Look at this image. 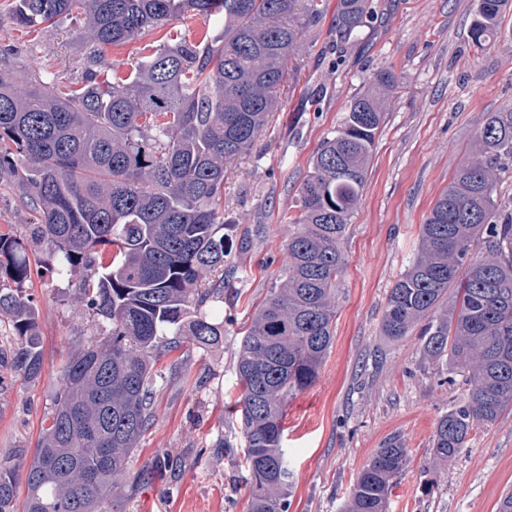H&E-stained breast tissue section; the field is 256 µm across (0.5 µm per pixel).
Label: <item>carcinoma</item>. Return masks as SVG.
I'll return each mask as SVG.
<instances>
[{
	"label": "carcinoma",
	"instance_id": "1",
	"mask_svg": "<svg viewBox=\"0 0 512 512\" xmlns=\"http://www.w3.org/2000/svg\"><path fill=\"white\" fill-rule=\"evenodd\" d=\"M509 0H480L473 45L494 40ZM320 0H14L25 26L83 21L90 46L84 83L65 97L43 81L22 85L0 53V178L38 212L30 237L42 266L79 277V300L106 320L101 341L79 348L26 471L25 512H101L123 488L127 465L154 420L158 357L190 340H224L202 307L224 298L239 267L235 222L224 220L228 164L252 146L280 104L288 61L304 49ZM184 15L219 18L223 33L198 44L164 43L121 79L100 77L105 49ZM372 0H339L336 35L357 41ZM376 73L345 122L320 143L299 188L286 261L240 342V432L247 512H285L291 471L283 449L288 398L310 388L333 343L342 247L366 181L388 92ZM512 170V110L490 112L473 156L438 196L420 248L390 289L380 334L398 342L419 330L424 355L464 377L466 396L441 416L429 443L427 484L468 436L512 409V199L498 192ZM481 246L482 255L471 256ZM0 312L13 318L12 368L37 380L44 362L24 239L0 233ZM410 450L400 437L375 450L346 512H386ZM17 470L0 459V512H17Z\"/></svg>",
	"mask_w": 512,
	"mask_h": 512
}]
</instances>
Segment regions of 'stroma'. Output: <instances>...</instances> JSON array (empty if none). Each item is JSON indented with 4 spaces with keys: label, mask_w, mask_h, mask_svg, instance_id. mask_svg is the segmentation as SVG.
Masks as SVG:
<instances>
[{
    "label": "stroma",
    "mask_w": 512,
    "mask_h": 512,
    "mask_svg": "<svg viewBox=\"0 0 512 512\" xmlns=\"http://www.w3.org/2000/svg\"><path fill=\"white\" fill-rule=\"evenodd\" d=\"M12 0H0V50L9 51L16 81L42 79L60 91L78 88L87 44L69 20L17 25ZM373 22L356 42L338 45L339 0H323V17L288 63L282 107L273 112L249 154L227 170L224 215L244 248L236 291L208 302L224 324L211 349L184 343L161 357L165 378L155 419L128 464L122 496L103 512H245L238 400L234 372L247 321L286 258L288 218L311 158L342 124L351 100L375 71L399 83L385 105L363 195L343 242L348 267L336 291L335 336L313 386L290 399L283 448L292 471L288 512H343L370 457L397 435L413 461L398 478L387 512H496L512 490V411L472 432L466 447L427 491L421 462L438 418L463 395L461 376L423 354L411 334L397 344L380 334L387 295L418 250L419 227L466 161L487 113L512 107V9L495 43L475 49L468 29L478 0H372ZM221 25L196 18L145 30L105 49L104 74L124 76L151 47L168 39L216 37ZM37 212L17 188L0 182V232L24 236ZM43 246L28 248L34 271L27 289L37 309L44 371L28 382L13 371L12 320L0 312V457L28 467L60 389V371L74 349L100 339L107 325L78 303V281L42 270Z\"/></svg>",
    "instance_id": "35a3bbf8"
}]
</instances>
